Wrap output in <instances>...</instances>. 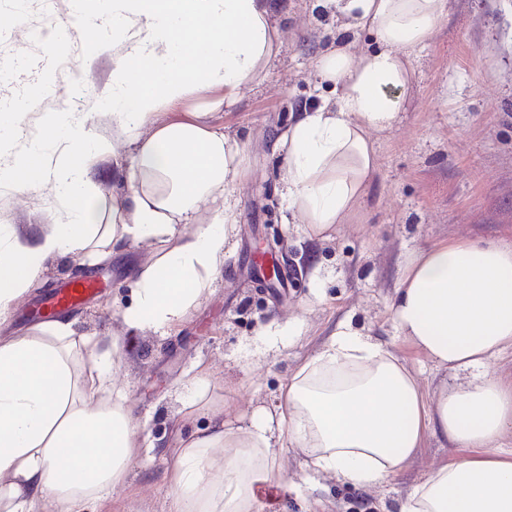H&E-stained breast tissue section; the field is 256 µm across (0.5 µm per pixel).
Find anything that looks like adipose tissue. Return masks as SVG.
Wrapping results in <instances>:
<instances>
[{
  "label": "adipose tissue",
  "instance_id": "1",
  "mask_svg": "<svg viewBox=\"0 0 512 512\" xmlns=\"http://www.w3.org/2000/svg\"><path fill=\"white\" fill-rule=\"evenodd\" d=\"M340 34L368 32L375 45H341L314 62L334 97L300 107L279 138L284 200L309 238L328 239L363 201L378 170L376 135L400 120L397 93L412 58L448 13L449 0H325ZM280 0H112L128 52L115 62L112 142L132 147L111 223L88 208L89 164L80 147L61 161L56 189L70 212L38 233L1 224L0 317L38 281L45 263L87 251L105 260L147 245L136 269L131 328L169 327L205 296L230 255L238 226L235 187L245 145L212 121L245 88L263 82L278 52ZM194 23L190 64L179 63L175 19ZM196 98L200 111L161 119ZM391 333L421 352L442 379L424 384L369 330L339 322L297 364L283 404L249 417L231 405L180 441L170 469L176 512H257L260 489L280 486V460L355 488L398 478L428 437L459 449L430 469L399 512H512V372L493 363L512 352V240H451L407 254L390 299ZM123 350L121 337L88 336L58 322L32 336H0V512H79L105 497L140 449L125 392L86 378Z\"/></svg>",
  "mask_w": 512,
  "mask_h": 512
}]
</instances>
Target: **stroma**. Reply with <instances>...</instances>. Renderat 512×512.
I'll return each instance as SVG.
<instances>
[{"mask_svg":"<svg viewBox=\"0 0 512 512\" xmlns=\"http://www.w3.org/2000/svg\"><path fill=\"white\" fill-rule=\"evenodd\" d=\"M273 22L279 50L267 78L246 88L231 111L213 116L246 143L249 169L236 187L239 234L211 291L174 328L129 329L122 313L134 299V267L149 255L146 245L133 244L105 260L102 288L71 316L85 334L123 337L114 377L133 407L141 442L123 482L107 499L87 500L84 512H172V424L191 434L228 400L246 415L275 409L295 366L340 320L387 334L393 350L427 367L419 351L388 333V301L404 254L431 241L512 239V0H449L448 16L413 59L400 122L377 141L379 169L364 202L337 234L315 243L286 231L278 137L293 109L320 104L313 62L335 43L336 22L321 0H283ZM121 44L112 0H0V122L30 120L49 102L79 115L80 129L61 122L45 130L46 160L55 164L83 134L85 149L100 156L91 170L99 198L112 195L113 61ZM63 50L76 56L68 77L59 73ZM50 86L55 95H47ZM52 187L45 177L10 188L0 220L33 230L66 223ZM268 224L277 227L280 258L292 269L276 293L260 291L250 274L255 236ZM311 261L327 281L320 300L306 273ZM291 316L304 322V335H281ZM193 386L206 406H189ZM453 454L427 439L393 483L370 492L313 475L290 452L281 460L286 484L259 509L398 512L426 472Z\"/></svg>","mask_w":512,"mask_h":512,"instance_id":"35a3bbf8","label":"stroma"}]
</instances>
